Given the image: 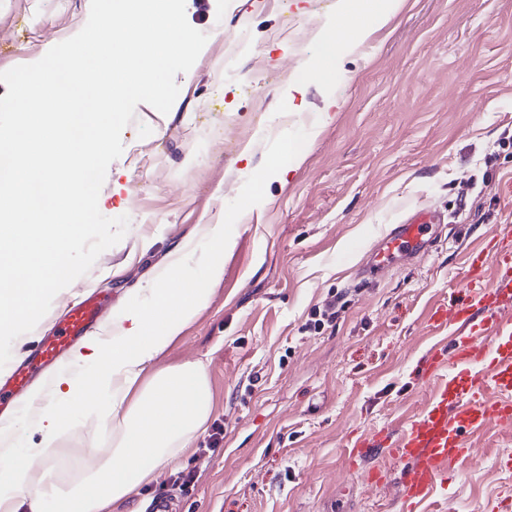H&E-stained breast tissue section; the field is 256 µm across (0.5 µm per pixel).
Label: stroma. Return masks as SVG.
<instances>
[{"instance_id":"1","label":"stroma","mask_w":512,"mask_h":512,"mask_svg":"<svg viewBox=\"0 0 512 512\" xmlns=\"http://www.w3.org/2000/svg\"><path fill=\"white\" fill-rule=\"evenodd\" d=\"M390 21L324 61L320 36L336 0H186L208 36L160 114L138 104L108 168L98 207L128 215L124 238L61 290L36 327L16 338L22 360L69 305L97 294L105 313L150 287L200 224L233 243L209 308L160 358L203 360L213 411L187 453L139 487L124 512H399L398 468L372 484L344 457L357 434L397 427L429 399L414 368L438 343L424 317L466 286V262L496 225L512 223V0H379ZM90 0H0V72L41 59L86 24ZM306 75L304 93L288 84ZM303 158L263 170L285 139ZM261 191H254V181ZM417 208L445 221L429 252L365 276L382 236ZM338 315L309 329L315 309ZM218 446H211L212 434ZM416 512H488L512 495V429L470 439ZM79 452L61 482L104 456L100 423L75 410L58 441ZM194 472L181 489L179 473Z\"/></svg>"}]
</instances>
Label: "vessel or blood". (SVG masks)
<instances>
[{"mask_svg":"<svg viewBox=\"0 0 512 512\" xmlns=\"http://www.w3.org/2000/svg\"><path fill=\"white\" fill-rule=\"evenodd\" d=\"M441 216L421 209L395 225L367 259L366 272L376 273L398 259L425 255L431 232ZM494 283H487V275ZM466 279L469 298L433 305L425 316L428 329L448 333V346H433L423 357L418 376L434 392L399 436L387 428L358 435L346 453L349 466L387 448L401 464L399 495L403 506L427 501L455 464L469 461V435L489 425L512 427V224L497 225L483 246L469 253ZM102 312V302L87 295L41 339L20 364L0 374V406L28 391L74 342L86 336Z\"/></svg>","mask_w":512,"mask_h":512,"instance_id":"vessel-or-blood-1","label":"vessel or blood"}]
</instances>
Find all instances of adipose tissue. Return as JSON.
I'll return each mask as SVG.
<instances>
[{
	"instance_id": "obj_1",
	"label": "adipose tissue",
	"mask_w": 512,
	"mask_h": 512,
	"mask_svg": "<svg viewBox=\"0 0 512 512\" xmlns=\"http://www.w3.org/2000/svg\"><path fill=\"white\" fill-rule=\"evenodd\" d=\"M204 238L209 257L203 277L171 287L180 270L182 248H175L151 287L112 315V326L98 345L103 364L89 374L78 363L59 368L37 412L39 443L0 453V512H110L164 464L180 458L203 430L212 410L206 363L197 359L157 366V359L211 302L209 282L223 272L230 242L224 225L208 224ZM96 415L112 448L88 468L78 484L64 486L58 472L64 459L56 448L73 405Z\"/></svg>"
}]
</instances>
